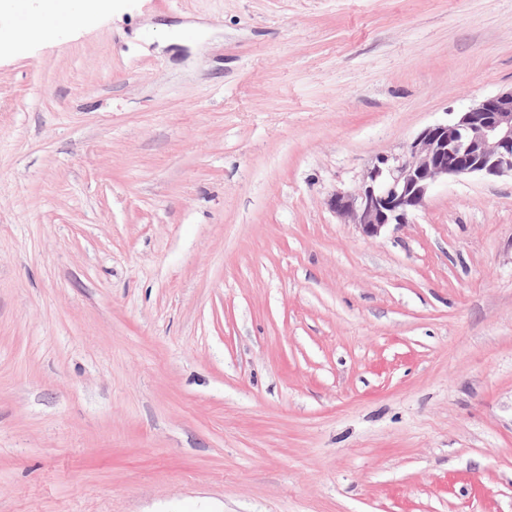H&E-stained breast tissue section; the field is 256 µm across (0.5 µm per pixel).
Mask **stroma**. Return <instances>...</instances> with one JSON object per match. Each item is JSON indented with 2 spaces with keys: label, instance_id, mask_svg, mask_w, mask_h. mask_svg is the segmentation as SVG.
Masks as SVG:
<instances>
[{
  "label": "stroma",
  "instance_id": "stroma-1",
  "mask_svg": "<svg viewBox=\"0 0 512 512\" xmlns=\"http://www.w3.org/2000/svg\"><path fill=\"white\" fill-rule=\"evenodd\" d=\"M512 90V0H112L0 51V512H512V177L327 204Z\"/></svg>",
  "mask_w": 512,
  "mask_h": 512
}]
</instances>
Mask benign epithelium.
<instances>
[{
    "mask_svg": "<svg viewBox=\"0 0 512 512\" xmlns=\"http://www.w3.org/2000/svg\"><path fill=\"white\" fill-rule=\"evenodd\" d=\"M512 176V90L489 96L422 129L401 153L381 157L352 190H335L329 209L365 237L406 224L434 185L450 176Z\"/></svg>",
    "mask_w": 512,
    "mask_h": 512,
    "instance_id": "benign-epithelium-1",
    "label": "benign epithelium"
}]
</instances>
